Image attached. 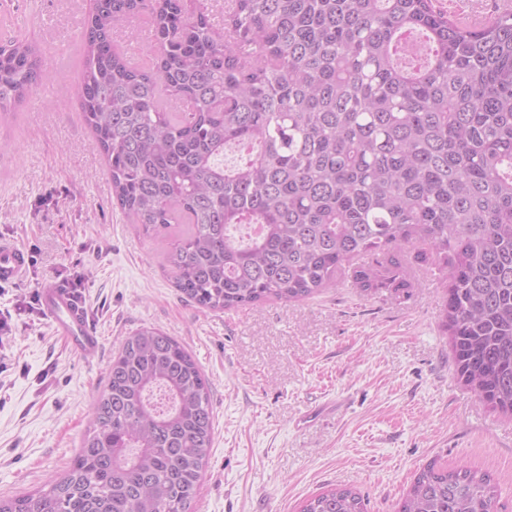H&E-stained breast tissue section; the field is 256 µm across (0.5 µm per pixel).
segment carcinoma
<instances>
[{"instance_id":"1","label":"carcinoma","mask_w":512,"mask_h":512,"mask_svg":"<svg viewBox=\"0 0 512 512\" xmlns=\"http://www.w3.org/2000/svg\"><path fill=\"white\" fill-rule=\"evenodd\" d=\"M146 7L94 0L80 98L126 218L170 240L175 287L211 310L304 300L343 275L408 299L397 252L414 246L448 270L460 378L512 414V12L466 28L433 0H229L217 37L213 15L155 0L150 65L134 67L113 34ZM50 78L35 42L9 41L0 112ZM212 437L206 374L142 328L66 472L0 512H191ZM301 512L366 504L336 487ZM395 512H498L497 489L431 462Z\"/></svg>"}]
</instances>
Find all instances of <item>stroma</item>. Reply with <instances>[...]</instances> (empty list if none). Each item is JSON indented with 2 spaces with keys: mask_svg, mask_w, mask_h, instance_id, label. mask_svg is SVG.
Wrapping results in <instances>:
<instances>
[{
  "mask_svg": "<svg viewBox=\"0 0 512 512\" xmlns=\"http://www.w3.org/2000/svg\"><path fill=\"white\" fill-rule=\"evenodd\" d=\"M0 44L23 37L53 80L0 123V237L27 247V280L0 288V498L41 487L79 450L124 340L176 337L211 385L214 432L193 512H299L335 486L394 512L428 463L489 472L512 512V416L460 381L443 330L444 283L410 299L344 284L303 301L211 311L177 291L167 241L143 235L112 197L82 118L80 36L90 0H15ZM79 285L96 357L54 335L40 282Z\"/></svg>",
  "mask_w": 512,
  "mask_h": 512,
  "instance_id": "1",
  "label": "stroma"
}]
</instances>
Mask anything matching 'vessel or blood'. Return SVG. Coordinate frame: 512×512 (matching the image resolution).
Here are the masks:
<instances>
[{
    "label": "vessel or blood",
    "mask_w": 512,
    "mask_h": 512,
    "mask_svg": "<svg viewBox=\"0 0 512 512\" xmlns=\"http://www.w3.org/2000/svg\"><path fill=\"white\" fill-rule=\"evenodd\" d=\"M30 267L31 256L24 246L0 243V286L22 281ZM39 296L55 335L71 343L82 357H93L98 349V337L82 298L67 283L56 279L42 282Z\"/></svg>",
    "instance_id": "1"
}]
</instances>
